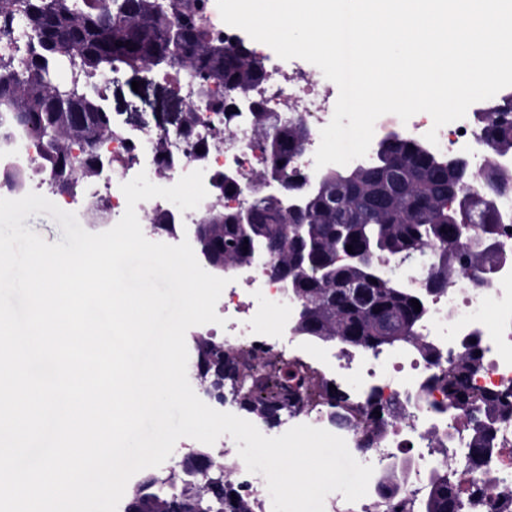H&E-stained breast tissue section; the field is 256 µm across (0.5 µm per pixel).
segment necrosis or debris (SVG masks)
<instances>
[{"label": "necrosis or debris", "instance_id": "obj_1", "mask_svg": "<svg viewBox=\"0 0 512 512\" xmlns=\"http://www.w3.org/2000/svg\"><path fill=\"white\" fill-rule=\"evenodd\" d=\"M177 88L198 114L192 134L185 137L149 125L130 129L113 126L112 137L101 152L103 160L112 165L111 178L87 180L76 170L66 174L72 189L61 200L75 207L80 220H87L93 203L100 199L110 201L113 220H120L126 209L120 186L141 172L167 187L198 169L210 183L215 173L231 168L244 184L263 168V146L251 125L242 119L232 124L225 120L232 102L225 101L223 111L215 112L199 102L196 82L183 78ZM260 90L266 104L287 106L290 114L310 128L311 136L298 158V167L303 171L313 169L320 131L334 113L337 86L305 70L288 73L276 69L268 71ZM37 157L38 147L28 136L0 131V171L20 170L25 174V182L18 188L0 182V193L23 196L47 185L50 178L37 166ZM243 201V195H224L211 189L195 210L174 211L172 203L162 198L140 202L137 210L148 219L142 227L146 236L178 242L191 233L203 212L216 207L233 209ZM168 211L175 214L173 230L150 224V217ZM500 244L504 261L492 279L462 278L431 303L420 334L437 350V357L427 359L412 350L336 355L320 372L329 390L300 392L297 399L301 411L287 413L278 424L255 419L257 429L268 437L280 436L300 424L339 434L355 458L373 466L365 497L350 503L343 495H335L325 502L324 512H387L378 492L379 482L390 472L392 461L404 457L410 459L411 469L399 496L403 512H416L431 477L445 471L462 490V512H512V500L502 494L503 489L512 487V416L495 425L489 457L466 466L463 460L470 428L463 420L438 412L446 395L440 386L429 382L430 377L447 371L449 361L464 353L465 338L474 335L483 364L470 378L472 395L480 399L494 393L512 404V232L504 233ZM250 292L263 295L268 307L278 312L276 327H268L264 311L247 301ZM219 309L227 321L220 333L225 349L250 354V364L255 368L272 360L284 370L308 369V362L289 354L294 336L287 319L288 297L262 269L237 272L234 282L224 289ZM341 402L353 406V425L343 430L333 418ZM376 411L385 421L387 433L376 447L367 448L363 445L370 427L367 417ZM209 453L228 464L239 496L257 503L258 512H273L271 501L264 495V476L248 472L232 438L216 442Z\"/></svg>", "mask_w": 512, "mask_h": 512}]
</instances>
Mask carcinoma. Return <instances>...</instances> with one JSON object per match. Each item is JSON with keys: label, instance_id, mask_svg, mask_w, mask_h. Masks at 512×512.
I'll list each match as a JSON object with an SVG mask.
<instances>
[{"label": "carcinoma", "instance_id": "cac0c4a2", "mask_svg": "<svg viewBox=\"0 0 512 512\" xmlns=\"http://www.w3.org/2000/svg\"><path fill=\"white\" fill-rule=\"evenodd\" d=\"M209 0H0V41L13 44L16 33L30 35V50L20 59L0 56V121L10 129H24L41 143L39 166L53 177L58 193L69 191L61 175L74 168L88 179L100 172L99 145L112 135V113L103 104L102 92L93 90L96 79L119 67L145 72L164 68L159 59L172 50L181 57V70L201 81L224 86V96L238 99L242 90L265 80L263 58L240 38L228 45L213 33L204 18ZM182 22L185 38L172 45L167 30L172 20ZM85 74L82 86L66 80L68 69ZM479 138L489 157L479 193L492 199L512 174L500 171L495 159L512 152V96L499 98L475 114ZM246 119L261 139L265 165L252 182L277 172L292 191L299 180L296 160L309 129L299 120L272 124L264 101H258ZM468 173L450 163L448 156L432 151L423 141L397 134L382 141L379 154L368 166L328 172L326 189L341 185L344 196L339 208L328 204L326 194L309 198L296 213L246 186L224 189L249 194L254 223H235L234 211L212 209L201 219L202 242L222 265L238 270L252 266L254 246L262 242L274 252L276 270L293 280L296 293L307 305L299 335L323 344L340 342L347 347L357 341L360 349L377 351L397 344L412 347L426 357L433 350L419 334L428 300L421 291L410 292L381 275L382 265L411 260L423 251L429 256V289L437 295L471 272L491 279L502 256L498 249L479 252L472 242L499 241L503 232L497 212L483 202L473 204L467 218L457 205H448L457 186ZM364 254L361 264L348 258L347 246ZM356 284L364 299L356 301L344 288ZM418 300L416 312L412 300ZM400 337L392 343L391 339ZM196 363L214 397L224 400V387L240 380L248 360L209 338H199ZM481 366V356L468 352L450 363L448 374L435 376L448 401L439 411L468 420L473 430L470 454L483 458L480 449L491 437L480 430V421L470 411V376ZM248 398L242 410L275 424L295 403L272 400L264 375L251 372ZM482 414L507 415L503 398H483ZM403 482L396 470L380 484L390 512H397L395 498ZM230 481L202 491L201 483L189 485L173 474L146 473L127 494L123 512H254L252 503L232 498ZM456 486L448 477H435L420 512H459Z\"/></svg>", "mask_w": 512, "mask_h": 512}]
</instances>
